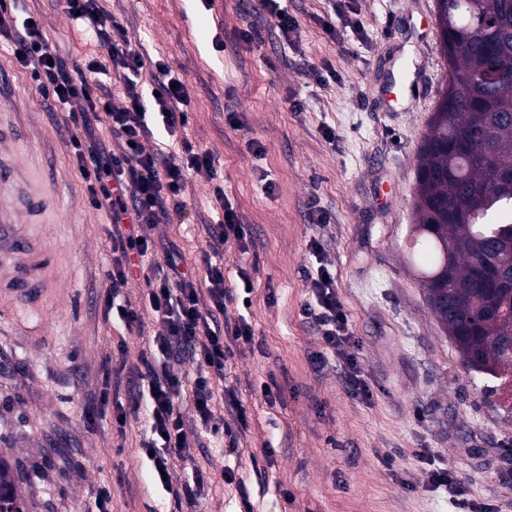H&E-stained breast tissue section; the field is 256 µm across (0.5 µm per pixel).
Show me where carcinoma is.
I'll return each mask as SVG.
<instances>
[{"instance_id": "obj_1", "label": "carcinoma", "mask_w": 512, "mask_h": 512, "mask_svg": "<svg viewBox=\"0 0 512 512\" xmlns=\"http://www.w3.org/2000/svg\"><path fill=\"white\" fill-rule=\"evenodd\" d=\"M448 79L419 148L410 236L428 304L470 370L512 380V0H435ZM0 457V512H21Z\"/></svg>"}]
</instances>
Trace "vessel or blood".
Segmentation results:
<instances>
[{"mask_svg":"<svg viewBox=\"0 0 512 512\" xmlns=\"http://www.w3.org/2000/svg\"><path fill=\"white\" fill-rule=\"evenodd\" d=\"M26 169L0 157V296L9 295L29 310L48 295L53 273L43 246V198L26 193Z\"/></svg>","mask_w":512,"mask_h":512,"instance_id":"obj_1","label":"vessel or blood"}]
</instances>
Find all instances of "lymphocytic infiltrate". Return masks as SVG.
Segmentation results:
<instances>
[{
  "label": "lymphocytic infiltrate",
  "mask_w": 512,
  "mask_h": 512,
  "mask_svg": "<svg viewBox=\"0 0 512 512\" xmlns=\"http://www.w3.org/2000/svg\"><path fill=\"white\" fill-rule=\"evenodd\" d=\"M59 2L69 17L78 18L82 24L83 39L106 49L107 60L94 57L85 68L68 72L41 23L31 16L15 22L4 8L0 9V34L12 38L17 64L30 71L44 101L58 107L83 101L86 111L122 141L118 153L93 135L85 141L71 142L89 207L108 213L112 219L111 263L107 270L110 286L103 298L104 314L117 316L127 330L141 329V316L124 301L123 290L134 268L148 269L147 302L156 323L153 343L165 356L162 364L145 363L143 372L129 380V387L137 394L131 405H117L116 419L122 423L128 414L145 413L149 435L141 447L150 456L154 483L176 499L194 504L204 487L203 472L194 471L190 479L177 484L165 470L169 455L192 457L198 427H210L214 418L215 380L224 377L233 348L253 340V327L245 317L225 323L219 320L235 298L232 289L225 286L224 248L232 242L240 251H247V226L232 204L224 201V191L219 188L215 195L221 200L222 216L209 227L210 241L203 253L204 278L181 269L180 253L158 254L151 229L159 224L182 223L186 212L183 189L189 173L214 169L209 152L194 151L188 144L178 153L147 152L141 145L142 139L151 134L152 123L162 124L172 137L186 129L189 94L181 78L160 61L153 73L155 93L144 96L134 78L141 75L145 59L126 40L122 24L105 26L95 0ZM108 73L124 81L127 103L123 107H115L109 96L93 90V76ZM310 253L313 261L304 277L312 297L304 304L302 315L315 325L323 341L322 350L312 360L323 364L332 358L341 359L348 393L369 400L371 389L349 352L352 336L336 295L332 261L318 240H311ZM204 294L210 300L206 309L200 306ZM187 359L196 363L195 375L180 372V365ZM142 381L147 384L143 391L138 388ZM186 402L193 407L196 427L187 425L181 411Z\"/></svg>",
  "instance_id": "1"
}]
</instances>
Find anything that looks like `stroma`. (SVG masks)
<instances>
[{"instance_id":"1","label":"stroma","mask_w":512,"mask_h":512,"mask_svg":"<svg viewBox=\"0 0 512 512\" xmlns=\"http://www.w3.org/2000/svg\"><path fill=\"white\" fill-rule=\"evenodd\" d=\"M0 2L40 17L67 65L97 54L53 0ZM98 5L143 53L140 85L159 60L181 76L189 143L215 157V174L187 178L188 223L158 225L155 237L199 264L218 184L249 227L250 250L228 247L224 272L246 271L253 282L250 307L228 305L227 315L245 314L254 339L234 349L214 409L223 419L225 391L235 389L249 426L236 445L205 432L193 459L170 456L172 476L198 467L212 479L192 506L153 485L143 418L121 425L114 406H90L105 373L164 360L151 341L147 287L137 271L125 290L142 332L105 317L110 218L88 206L70 158L83 126L43 103L0 36V73L9 77L0 122L16 129L0 149L29 166L32 190L47 200L55 268L41 311L0 321V456L14 467L25 512H86L102 484L112 512H453L446 494L424 486L428 461L447 466L481 512H512V407L496 379L464 367L417 278L427 252L408 240L418 149L448 76L434 0H346L332 34L323 25L332 0H287L298 24L288 48L259 0ZM250 24L263 43L241 41ZM324 65L335 81L307 78ZM401 71L416 93L397 107L382 90ZM229 108L237 126L225 120ZM252 141L262 156L248 150ZM313 207L327 224H310ZM314 238L335 264L350 352L373 392L366 403L349 396L334 367L318 374L310 363L322 340L300 309L311 295L303 271Z\"/></svg>"}]
</instances>
